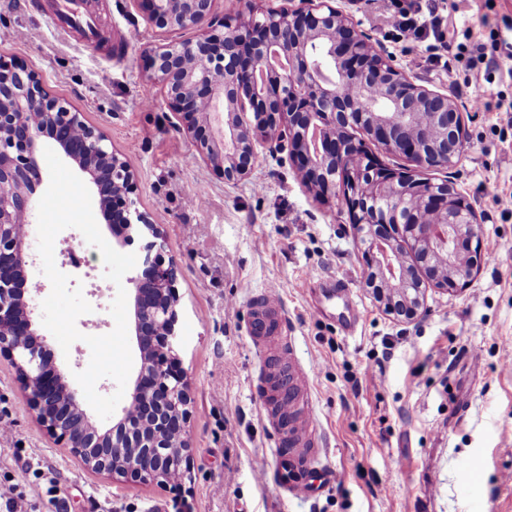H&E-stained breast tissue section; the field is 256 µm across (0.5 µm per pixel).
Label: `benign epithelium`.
Listing matches in <instances>:
<instances>
[{"label":"benign epithelium","instance_id":"obj_1","mask_svg":"<svg viewBox=\"0 0 512 512\" xmlns=\"http://www.w3.org/2000/svg\"><path fill=\"white\" fill-rule=\"evenodd\" d=\"M214 2L133 0L154 28L182 34L147 51L145 80L190 136L193 157L235 183L267 142L319 196L341 195L377 294L399 319L421 315L430 286L465 291L481 255L478 216L448 181L420 177L454 166L465 150L468 126L454 99L413 83L335 0L265 8L259 19L252 8L217 16ZM355 126L409 166L390 167L344 138ZM44 138L87 175L117 243L137 245L142 257L129 278L139 364L108 428L87 415L47 354L23 287ZM136 191L103 131L35 70L0 58V359L14 365L38 423L88 470L164 486L189 473L191 397L177 359L176 268L163 257L160 226L135 208Z\"/></svg>","mask_w":512,"mask_h":512}]
</instances>
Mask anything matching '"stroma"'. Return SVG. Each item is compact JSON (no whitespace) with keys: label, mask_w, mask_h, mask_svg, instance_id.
I'll return each mask as SVG.
<instances>
[{"label":"stroma","mask_w":512,"mask_h":512,"mask_svg":"<svg viewBox=\"0 0 512 512\" xmlns=\"http://www.w3.org/2000/svg\"><path fill=\"white\" fill-rule=\"evenodd\" d=\"M101 45L55 30L52 0H0V55L23 60L46 88L103 130L134 172L137 207L160 224L177 267L178 358L187 375L190 472L180 487L118 481L86 470L37 422L14 367L0 359V484L18 481L17 512H512V127L472 112L458 94L463 66L439 46L393 42L380 0H336L416 83L455 96L470 131L462 160L435 170L475 209L479 270L462 293L428 288L425 311L404 321L366 286L363 245L341 197L319 200L290 163L260 146L250 178L225 182L176 130L162 98L141 102L144 52L161 41L132 0H87ZM463 43H512V0H457ZM54 261L81 287V340L48 349L65 372L91 359L86 336L112 331L115 284L75 228ZM342 281L340 293L328 285ZM272 291L299 366L314 365L299 412L313 418L303 478L309 497L282 492L275 428L258 391L266 377L247 333L255 298ZM384 374L375 377V366ZM477 477L463 495L457 467Z\"/></svg>","instance_id":"stroma-1"}]
</instances>
